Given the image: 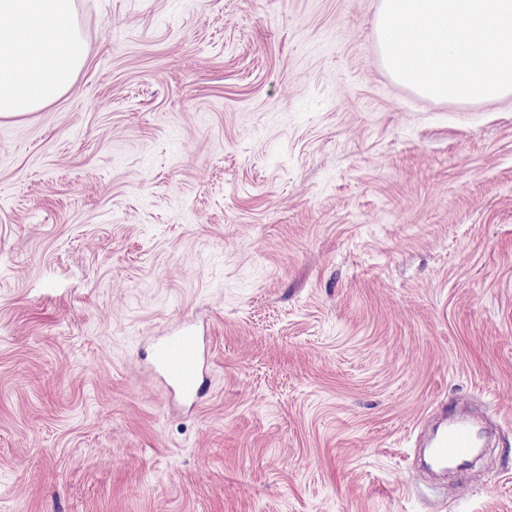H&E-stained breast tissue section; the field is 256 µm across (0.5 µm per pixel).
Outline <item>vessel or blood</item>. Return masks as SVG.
<instances>
[{
  "label": "vessel or blood",
  "instance_id": "b4317fda",
  "mask_svg": "<svg viewBox=\"0 0 512 512\" xmlns=\"http://www.w3.org/2000/svg\"><path fill=\"white\" fill-rule=\"evenodd\" d=\"M155 360L169 386L188 399H197L201 349L200 340L193 329L186 328L164 338L156 347ZM475 444L476 435L472 423L464 418H453L436 437L432 454L442 462L457 460L470 456Z\"/></svg>",
  "mask_w": 512,
  "mask_h": 512
}]
</instances>
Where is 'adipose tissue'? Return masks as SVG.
<instances>
[{"label": "adipose tissue", "instance_id": "ef3b65f1", "mask_svg": "<svg viewBox=\"0 0 512 512\" xmlns=\"http://www.w3.org/2000/svg\"><path fill=\"white\" fill-rule=\"evenodd\" d=\"M86 59L74 0H0V118L56 102Z\"/></svg>", "mask_w": 512, "mask_h": 512}]
</instances>
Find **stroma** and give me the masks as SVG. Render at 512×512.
<instances>
[{
	"label": "stroma",
	"mask_w": 512,
	"mask_h": 512,
	"mask_svg": "<svg viewBox=\"0 0 512 512\" xmlns=\"http://www.w3.org/2000/svg\"><path fill=\"white\" fill-rule=\"evenodd\" d=\"M378 6L75 0L73 88L0 118V512H512V99L395 82ZM155 360L164 378L184 397L196 400L201 373L200 340L191 328L167 336L156 347ZM476 444L473 424L464 418H453L435 439L432 454L444 462L469 457Z\"/></svg>",
	"instance_id": "obj_1"
}]
</instances>
